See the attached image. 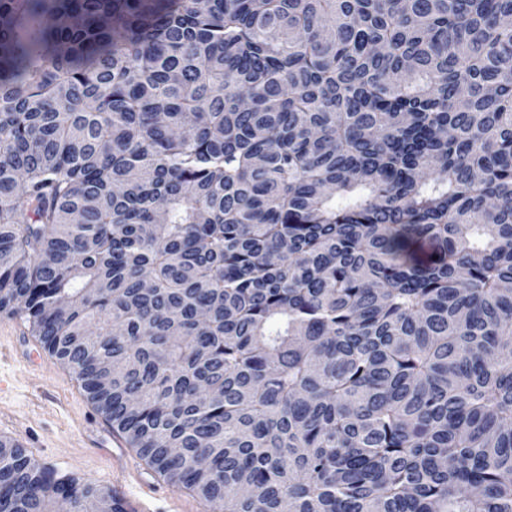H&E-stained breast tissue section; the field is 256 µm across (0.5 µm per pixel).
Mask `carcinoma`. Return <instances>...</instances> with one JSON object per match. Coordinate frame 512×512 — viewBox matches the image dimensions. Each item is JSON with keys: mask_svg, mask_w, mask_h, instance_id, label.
<instances>
[{"mask_svg": "<svg viewBox=\"0 0 512 512\" xmlns=\"http://www.w3.org/2000/svg\"><path fill=\"white\" fill-rule=\"evenodd\" d=\"M0 313L212 512H512V0H0Z\"/></svg>", "mask_w": 512, "mask_h": 512, "instance_id": "1", "label": "carcinoma"}]
</instances>
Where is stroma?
<instances>
[{
    "mask_svg": "<svg viewBox=\"0 0 512 512\" xmlns=\"http://www.w3.org/2000/svg\"><path fill=\"white\" fill-rule=\"evenodd\" d=\"M15 317L0 315V437L19 442L46 467L128 495L156 473L134 449L113 454L94 440L112 435L72 372ZM147 501L150 512H208L195 493L168 482Z\"/></svg>",
    "mask_w": 512,
    "mask_h": 512,
    "instance_id": "35a3bbf8",
    "label": "stroma"
}]
</instances>
